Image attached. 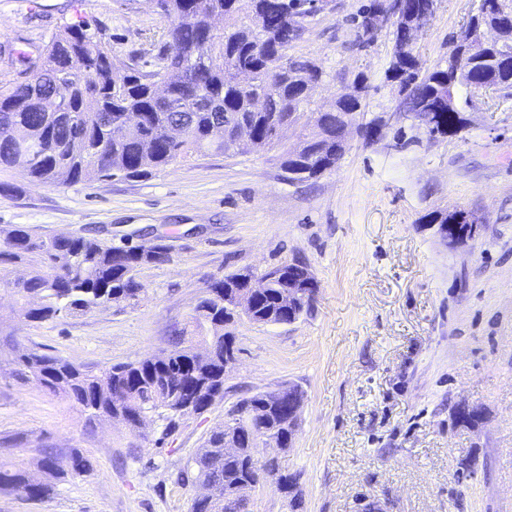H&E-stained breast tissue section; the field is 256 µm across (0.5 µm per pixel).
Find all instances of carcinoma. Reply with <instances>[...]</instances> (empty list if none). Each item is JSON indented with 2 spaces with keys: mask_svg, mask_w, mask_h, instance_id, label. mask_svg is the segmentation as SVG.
<instances>
[{
  "mask_svg": "<svg viewBox=\"0 0 512 512\" xmlns=\"http://www.w3.org/2000/svg\"><path fill=\"white\" fill-rule=\"evenodd\" d=\"M168 22L167 41L156 68L142 71L135 60L112 56L103 34L83 19L52 36L36 57H22L24 79L0 84V173L21 172L31 182L68 186L93 177L147 176L195 156L224 155L234 134L249 128L265 147L280 145L277 127L311 103L322 69L308 59L288 56L312 11L299 0H156ZM376 4H364L353 17L371 41ZM435 0H401L393 28L394 60L390 78L407 93V111L424 124L428 140L456 135L461 113L473 107L470 87L488 83L512 96V9L504 0H482L479 13L452 36L448 57L422 69L408 32L432 18ZM496 25L501 40L458 65L469 34ZM343 94L329 112H318L309 131L282 147L288 179H315L335 170L346 151L347 128L361 115L360 93ZM168 260L164 245L144 258L137 249L113 247L95 237L38 236L25 226L7 229L0 240V288L16 297V316L25 323L56 320L88 312L105 302L135 301L144 291L140 267ZM28 274L12 277L15 266ZM306 268L302 262L265 273L269 287L254 294L252 321L288 319L281 305L288 278ZM175 345L163 357L113 365L98 373L82 370L46 353L27 350L13 334L0 344L16 352L12 376L34 381L66 398L89 417L109 420L122 414L133 431L155 414L170 435L180 418L170 414L177 392L191 386L195 410L205 412L224 392V306L201 297L188 326L174 330ZM267 392L243 403L265 410L264 432L282 436L284 415L267 409ZM241 453L224 456V440ZM261 433L238 408L187 460L182 484L217 482L240 500L256 490L252 466L258 461ZM50 482L0 461V492L20 491L43 500L64 477L57 453L43 449ZM90 469L83 454H70V475ZM220 495L191 512H227Z\"/></svg>",
  "mask_w": 512,
  "mask_h": 512,
  "instance_id": "cac0c4a2",
  "label": "carcinoma"
}]
</instances>
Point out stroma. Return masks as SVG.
<instances>
[{
	"label": "stroma",
	"instance_id": "stroma-1",
	"mask_svg": "<svg viewBox=\"0 0 512 512\" xmlns=\"http://www.w3.org/2000/svg\"><path fill=\"white\" fill-rule=\"evenodd\" d=\"M365 2L321 0L288 49L314 59L323 78L285 141L357 79L365 119L383 126L371 140L349 128L332 173L288 181L273 148L69 186L0 176V229L169 249L167 262L140 268L133 305L21 325L0 290V332L76 366L171 350L210 278L301 260L318 283L313 311L293 324L237 321L223 399L167 437L156 417L137 432L89 421L11 378L14 355L0 348V459L34 472L41 449H56L65 467L76 448L91 463L45 500L0 494V512H190L197 490L176 479L190 455L239 399L287 383L305 401L278 464L297 475L302 512H512V97H477L466 130L425 141L386 76L390 22L370 45L355 43L350 19ZM480 4L436 0L415 37L423 67L447 57ZM80 18L113 55L152 70L167 29L155 0H0V82L21 79V56ZM434 211L465 212L479 237L446 245L427 221Z\"/></svg>",
	"mask_w": 512,
	"mask_h": 512
}]
</instances>
